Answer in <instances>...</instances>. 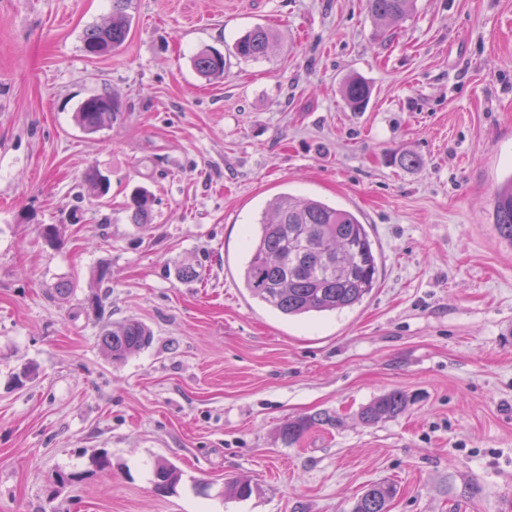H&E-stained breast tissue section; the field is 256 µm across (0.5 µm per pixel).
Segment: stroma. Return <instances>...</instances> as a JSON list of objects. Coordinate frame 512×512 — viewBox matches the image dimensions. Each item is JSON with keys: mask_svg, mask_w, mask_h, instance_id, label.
Masks as SVG:
<instances>
[{"mask_svg": "<svg viewBox=\"0 0 512 512\" xmlns=\"http://www.w3.org/2000/svg\"><path fill=\"white\" fill-rule=\"evenodd\" d=\"M114 8L0 0V512H351L384 480L390 512H512V245L493 220L512 176V0H416L392 28L366 0H127L125 43L88 56ZM257 25L276 45L238 59ZM205 49L223 78L195 70ZM353 75L372 87L362 112L342 97ZM97 95L119 115L87 134L74 115ZM137 186L154 195L144 226L124 208ZM284 191L367 224L380 276L361 305L289 319L239 288ZM130 318L154 340L112 362L101 327ZM393 390L407 410L362 422ZM316 413L338 422L282 442ZM160 458L183 471L165 496ZM235 477L250 498H225ZM331 422L330 417L311 416L288 421L280 431V438L288 446L299 442L303 435L313 426ZM182 472L172 462L157 459L151 472L150 483L154 493L160 496L172 493L182 480Z\"/></svg>", "mask_w": 512, "mask_h": 512, "instance_id": "35a3bbf8", "label": "stroma"}]
</instances>
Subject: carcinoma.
<instances>
[{
    "instance_id": "cac0c4a2",
    "label": "carcinoma",
    "mask_w": 512,
    "mask_h": 512,
    "mask_svg": "<svg viewBox=\"0 0 512 512\" xmlns=\"http://www.w3.org/2000/svg\"><path fill=\"white\" fill-rule=\"evenodd\" d=\"M414 0H367L374 20L395 26L410 11ZM131 29L130 17L122 10L104 27H92L84 35V51L105 56L124 43ZM276 41L275 32L255 26L234 45V54L242 60H258L268 55ZM194 67L208 79L224 75V56L204 50L194 59ZM342 94L354 112L362 111L371 98V88L358 77H350ZM116 117V106L104 95L85 100L76 113L79 127L95 133ZM152 195L136 190L126 203L135 224L148 223ZM494 221L502 239L512 244V176L502 185L494 203ZM379 277L378 258L367 229L358 215L324 201L281 192L269 203L254 224L249 258L240 271V282L254 298L287 317H303L333 312L360 305L376 288ZM153 334L134 319L106 323L101 342L107 356L122 361L148 348ZM407 396L390 391L360 412L366 423L405 412ZM329 422L321 416L291 420L280 431L281 440L294 445L313 426ZM182 480V472L172 462L156 460L150 483L154 493H172ZM253 493L250 482L232 480L224 486V496L239 500ZM396 488L385 482L368 487L353 505L352 512H388Z\"/></svg>"
}]
</instances>
